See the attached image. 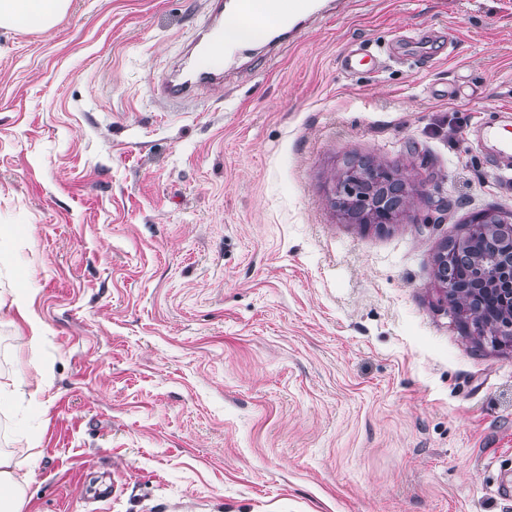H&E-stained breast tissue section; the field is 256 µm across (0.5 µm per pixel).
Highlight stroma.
I'll return each instance as SVG.
<instances>
[{
	"label": "stroma",
	"mask_w": 512,
	"mask_h": 512,
	"mask_svg": "<svg viewBox=\"0 0 512 512\" xmlns=\"http://www.w3.org/2000/svg\"><path fill=\"white\" fill-rule=\"evenodd\" d=\"M316 4L181 104L151 88L208 0L0 29V382L25 386L0 452L23 512H512V351L436 278L474 215L512 214V167L474 134L512 109V0ZM359 158L403 181L394 223L339 211ZM26 480L16 471L13 458L0 454V487H7L10 491V509L1 511L23 512L25 505Z\"/></svg>",
	"instance_id": "35a3bbf8"
}]
</instances>
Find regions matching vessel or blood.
Here are the masks:
<instances>
[{"mask_svg": "<svg viewBox=\"0 0 512 512\" xmlns=\"http://www.w3.org/2000/svg\"><path fill=\"white\" fill-rule=\"evenodd\" d=\"M314 0H215L212 19L186 48L191 59L188 73H174L153 86L154 94L168 101L194 98L200 91L223 85L224 73L246 44H264L287 33L295 17L312 13ZM484 135L497 142L498 157L512 160V136L488 123Z\"/></svg>", "mask_w": 512, "mask_h": 512, "instance_id": "obj_1", "label": "vessel or blood"}]
</instances>
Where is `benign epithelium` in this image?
I'll return each instance as SVG.
<instances>
[{
    "instance_id": "benign-epithelium-1",
    "label": "benign epithelium",
    "mask_w": 512,
    "mask_h": 512,
    "mask_svg": "<svg viewBox=\"0 0 512 512\" xmlns=\"http://www.w3.org/2000/svg\"><path fill=\"white\" fill-rule=\"evenodd\" d=\"M397 181L396 174L381 164L373 165L369 171L350 167L343 172L336 194L344 209H364L361 215L363 222L387 224L396 220V213L383 208L365 210V201L357 197V189L364 183L386 187ZM471 223L480 225V233L470 231L462 241L446 247L437 261V276L447 297L457 300L452 310L459 323L473 327L479 336L491 337V342L497 346L512 349V247L499 250L496 245H490L489 250L478 258V274L473 279L448 280V269L466 261L464 250L467 241L479 237L512 241V216L482 212L476 214ZM486 292L497 295L505 310L504 319L493 326L484 322L479 309L473 305V300Z\"/></svg>"
}]
</instances>
